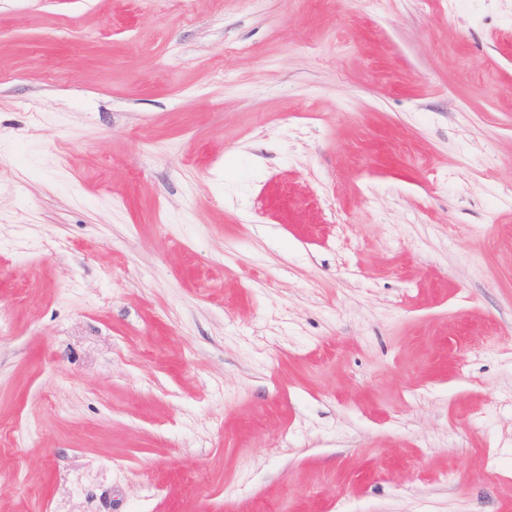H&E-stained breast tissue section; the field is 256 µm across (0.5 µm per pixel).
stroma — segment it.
Returning <instances> with one entry per match:
<instances>
[{"label":"stroma","instance_id":"stroma-1","mask_svg":"<svg viewBox=\"0 0 512 512\" xmlns=\"http://www.w3.org/2000/svg\"><path fill=\"white\" fill-rule=\"evenodd\" d=\"M0 512H512V0H0Z\"/></svg>","mask_w":512,"mask_h":512}]
</instances>
